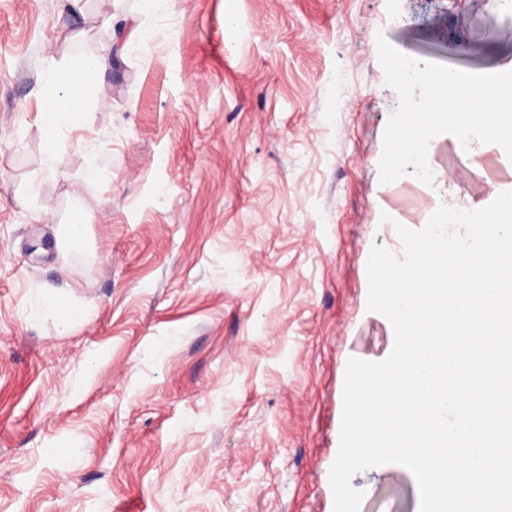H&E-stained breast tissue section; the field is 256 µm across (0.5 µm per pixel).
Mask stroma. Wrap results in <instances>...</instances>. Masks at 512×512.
<instances>
[{"label":"stroma","mask_w":512,"mask_h":512,"mask_svg":"<svg viewBox=\"0 0 512 512\" xmlns=\"http://www.w3.org/2000/svg\"><path fill=\"white\" fill-rule=\"evenodd\" d=\"M380 33L512 71L501 0H0V512H333L347 362L394 342L372 245L403 258L396 224L512 190L506 153L450 134L432 184L380 183ZM73 94L48 157L45 102ZM351 484L417 512L397 464Z\"/></svg>","instance_id":"stroma-1"}]
</instances>
